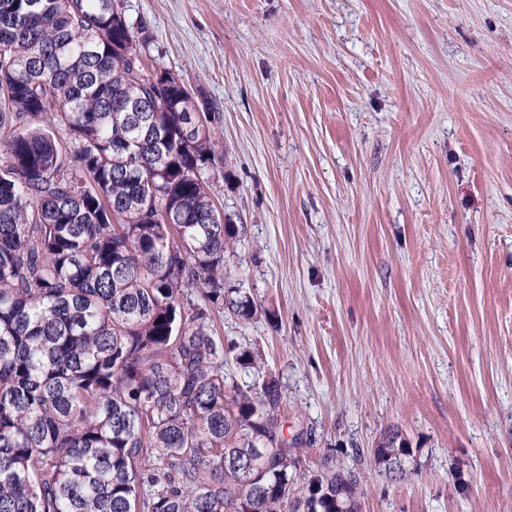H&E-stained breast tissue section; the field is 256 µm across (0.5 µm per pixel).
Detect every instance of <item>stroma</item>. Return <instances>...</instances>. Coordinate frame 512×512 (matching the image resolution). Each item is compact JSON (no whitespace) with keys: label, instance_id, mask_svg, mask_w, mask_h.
<instances>
[{"label":"stroma","instance_id":"1","mask_svg":"<svg viewBox=\"0 0 512 512\" xmlns=\"http://www.w3.org/2000/svg\"><path fill=\"white\" fill-rule=\"evenodd\" d=\"M220 119L225 342L362 512H512V0H123ZM412 450L403 481L373 450Z\"/></svg>","mask_w":512,"mask_h":512}]
</instances>
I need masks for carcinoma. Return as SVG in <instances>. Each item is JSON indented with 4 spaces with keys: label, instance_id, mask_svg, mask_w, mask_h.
Returning a JSON list of instances; mask_svg holds the SVG:
<instances>
[{
    "label": "carcinoma",
    "instance_id": "obj_1",
    "mask_svg": "<svg viewBox=\"0 0 512 512\" xmlns=\"http://www.w3.org/2000/svg\"><path fill=\"white\" fill-rule=\"evenodd\" d=\"M119 0H0V512H360L357 472L301 467L271 375L216 317L238 225L184 132L198 99L146 72Z\"/></svg>",
    "mask_w": 512,
    "mask_h": 512
}]
</instances>
